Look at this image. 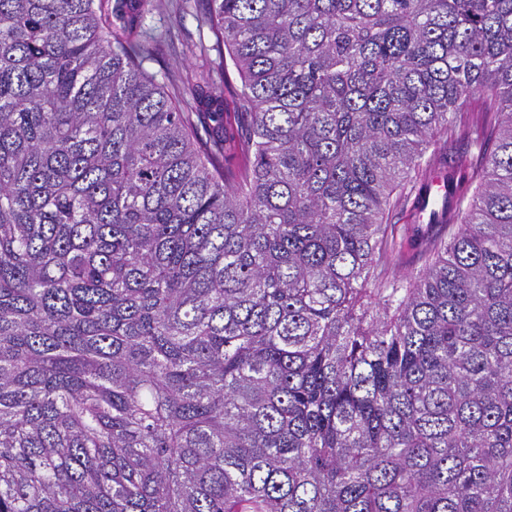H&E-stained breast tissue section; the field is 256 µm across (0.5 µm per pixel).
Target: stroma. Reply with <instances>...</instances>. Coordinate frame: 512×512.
I'll list each match as a JSON object with an SVG mask.
<instances>
[{
    "mask_svg": "<svg viewBox=\"0 0 512 512\" xmlns=\"http://www.w3.org/2000/svg\"><path fill=\"white\" fill-rule=\"evenodd\" d=\"M156 7L142 20L140 41L146 45L144 69L169 94H178L184 85L201 75H211L224 85V140L215 142L224 155V168L240 171L244 166L241 142L250 119L238 112L237 94L241 82L232 63H219L213 51V35L206 22L208 0H155ZM416 198L390 210L387 221L397 232L398 263L401 270L419 271L425 265L424 249L437 233V226L416 223Z\"/></svg>",
    "mask_w": 512,
    "mask_h": 512,
    "instance_id": "obj_1",
    "label": "stroma"
}]
</instances>
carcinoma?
<instances>
[{
    "instance_id": "obj_1",
    "label": "carcinoma",
    "mask_w": 512,
    "mask_h": 512,
    "mask_svg": "<svg viewBox=\"0 0 512 512\" xmlns=\"http://www.w3.org/2000/svg\"><path fill=\"white\" fill-rule=\"evenodd\" d=\"M107 2L0 0V512H512V0H209L237 173ZM241 82L229 57L224 56V143H218L213 148L217 153L224 151V169L238 172L244 166V156L241 142L248 129L250 119L237 112V93ZM448 154V162H445L441 167H444L447 172V176L453 184V188L456 195H463L469 198L473 193L474 186L470 185L469 178L467 174L460 173V171L453 167V163L451 161L452 154L460 151H468L471 155H474L476 158L478 154V149L470 146L469 143L464 139H459L457 142H454L452 145H447ZM427 183L430 187L425 195L417 203L418 188L420 182L416 184V189L412 193L408 202L402 206L390 210L387 216V223L395 226L398 242V263L401 271L412 270L414 272L421 270L425 265L424 249L428 240L436 235L439 227L433 223L444 222L450 219V214L446 212H437L432 206L430 200L432 186H437L433 196H446V184H441L438 174H432L428 177ZM421 218L426 216L428 224H417L414 217V208Z\"/></svg>"
}]
</instances>
